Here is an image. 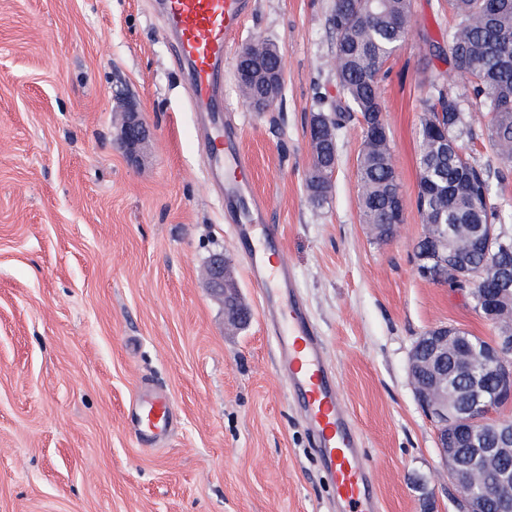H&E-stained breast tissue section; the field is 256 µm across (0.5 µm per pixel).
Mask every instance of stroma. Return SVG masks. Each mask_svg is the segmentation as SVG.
<instances>
[{"label":"stroma","mask_w":512,"mask_h":512,"mask_svg":"<svg viewBox=\"0 0 512 512\" xmlns=\"http://www.w3.org/2000/svg\"><path fill=\"white\" fill-rule=\"evenodd\" d=\"M252 2L224 62L219 115L269 201L266 221L361 436L379 512H461L409 355L438 325L495 330L466 293L415 271L423 100L438 87L457 97L506 211L512 167L430 47L458 19L448 0H411L418 32L384 65L405 224L379 242L360 219L358 120L337 132L327 201L313 205L305 187L311 119L341 96L335 0ZM163 26L156 0H0V512H337L210 175L211 125L191 110ZM259 39L279 46L285 74L264 112L235 77L240 49ZM126 111L149 128L138 156L121 138ZM217 251L249 314L238 330L204 280ZM144 388L173 410L148 443L130 424Z\"/></svg>","instance_id":"1"}]
</instances>
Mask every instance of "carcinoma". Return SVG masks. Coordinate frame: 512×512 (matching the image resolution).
I'll return each instance as SVG.
<instances>
[{"label": "carcinoma", "instance_id": "obj_1", "mask_svg": "<svg viewBox=\"0 0 512 512\" xmlns=\"http://www.w3.org/2000/svg\"><path fill=\"white\" fill-rule=\"evenodd\" d=\"M458 18L448 34V64L468 86L475 111L488 116L486 134L498 158L512 165V0H448ZM331 26L339 67L336 78L343 96L328 112L313 115L320 137L313 144V162L306 177L309 199L326 202L338 162L337 131L352 117L363 129L357 174L362 223L385 240L382 225L393 222L392 199L399 193L383 112L380 81L387 59L412 32L411 0H335ZM457 98L440 87L423 106L418 130L417 210L423 234L413 253L425 250L432 235L459 245L479 224H500L501 210L493 203L489 172L472 163ZM473 263L488 271L508 268L512 275V244L489 255L471 254Z\"/></svg>", "mask_w": 512, "mask_h": 512}]
</instances>
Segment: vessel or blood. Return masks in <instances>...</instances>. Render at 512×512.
<instances>
[{
	"label": "vessel or blood",
	"instance_id": "1",
	"mask_svg": "<svg viewBox=\"0 0 512 512\" xmlns=\"http://www.w3.org/2000/svg\"><path fill=\"white\" fill-rule=\"evenodd\" d=\"M251 6V0H158V11L189 70L194 111L212 112L226 50ZM210 153L211 175L226 185L224 202L234 235L248 249V271L261 290L263 314L276 325L277 369L316 438L336 501L342 512H374L372 473L336 388L331 362L299 301L283 296L294 283L278 229L266 221L268 204L253 191L252 165L237 135L228 130L214 129ZM171 411L165 396L143 398L138 410L142 432L154 435L165 430Z\"/></svg>",
	"mask_w": 512,
	"mask_h": 512
}]
</instances>
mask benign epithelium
<instances>
[{"label": "benign epithelium", "instance_id": "7a95c632", "mask_svg": "<svg viewBox=\"0 0 512 512\" xmlns=\"http://www.w3.org/2000/svg\"><path fill=\"white\" fill-rule=\"evenodd\" d=\"M240 85L259 83L262 93L245 98L256 111L267 109L280 96L284 86L283 64L272 70L250 65L238 75ZM122 139L132 152L140 149L147 139V127L138 112L124 113ZM504 232L493 224L479 230L476 245L489 253L502 245ZM457 267L455 288L467 294L475 291L482 281V273L465 256L454 258ZM210 291L225 299L230 296L228 268L224 255L213 256L206 270ZM512 297V281L498 289L496 300L478 306V312L488 322L500 318L503 298ZM477 354L481 363L489 368L496 379L495 387L488 391L479 385L471 388L466 404L456 402L448 386V365L465 375L470 373L471 356ZM409 376L415 396L423 410L437 425V447L448 467V480L462 494L465 512H487L488 498H494L497 512H512V419L500 411L512 407V326L505 325L495 336L474 344L462 330L440 326L419 337L409 358ZM483 424L491 431L495 443L481 448L476 439H467V427ZM484 461L498 465L493 474L491 491L480 487L474 477V464Z\"/></svg>", "mask_w": 512, "mask_h": 512}]
</instances>
